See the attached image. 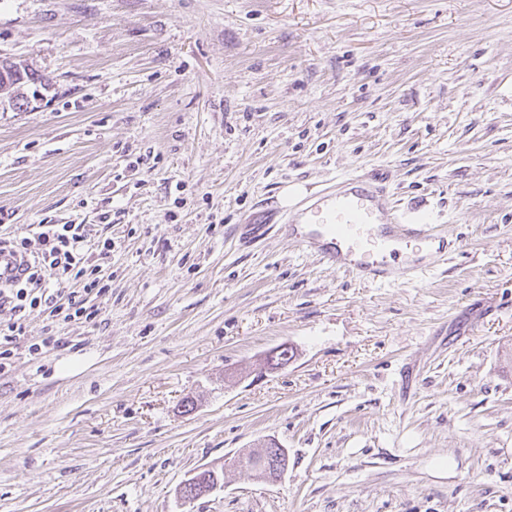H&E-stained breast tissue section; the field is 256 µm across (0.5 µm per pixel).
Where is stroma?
Segmentation results:
<instances>
[{
	"instance_id": "35a3bbf8",
	"label": "stroma",
	"mask_w": 512,
	"mask_h": 512,
	"mask_svg": "<svg viewBox=\"0 0 512 512\" xmlns=\"http://www.w3.org/2000/svg\"><path fill=\"white\" fill-rule=\"evenodd\" d=\"M0 57L51 79L0 103V237L112 241L95 323L25 313L0 512H512V0H0ZM376 171L462 249L374 286L237 237ZM257 448L260 450L256 454L244 453L233 461V465L253 473L258 479L274 480L280 477L288 467L287 450L280 448L272 439Z\"/></svg>"
}]
</instances>
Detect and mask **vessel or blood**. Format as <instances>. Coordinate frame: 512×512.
Listing matches in <instances>:
<instances>
[{
  "label": "vessel or blood",
  "mask_w": 512,
  "mask_h": 512,
  "mask_svg": "<svg viewBox=\"0 0 512 512\" xmlns=\"http://www.w3.org/2000/svg\"><path fill=\"white\" fill-rule=\"evenodd\" d=\"M279 228L306 254L369 284L411 280L445 261L452 247L437 225L398 215L381 180L351 176L311 193L285 223L263 210L238 227L243 242Z\"/></svg>",
  "instance_id": "1"
}]
</instances>
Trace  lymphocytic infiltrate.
<instances>
[{
    "mask_svg": "<svg viewBox=\"0 0 512 512\" xmlns=\"http://www.w3.org/2000/svg\"><path fill=\"white\" fill-rule=\"evenodd\" d=\"M85 247L80 224H43L33 236L0 239V249L25 260L19 278L0 284V313L10 314L0 324V376L10 371L13 346L25 334L26 308H41L51 321L97 319L98 311L88 298L106 292L112 276L102 265L87 262Z\"/></svg>",
    "mask_w": 512,
    "mask_h": 512,
    "instance_id": "lymphocytic-infiltrate-1",
    "label": "lymphocytic infiltrate"
}]
</instances>
